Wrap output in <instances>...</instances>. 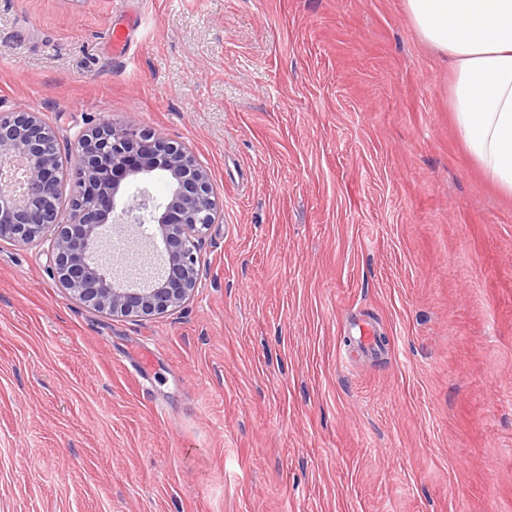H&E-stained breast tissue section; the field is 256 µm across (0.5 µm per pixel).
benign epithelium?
I'll return each mask as SVG.
<instances>
[{"instance_id": "benign-epithelium-1", "label": "benign epithelium", "mask_w": 512, "mask_h": 512, "mask_svg": "<svg viewBox=\"0 0 512 512\" xmlns=\"http://www.w3.org/2000/svg\"><path fill=\"white\" fill-rule=\"evenodd\" d=\"M72 155L78 181L63 221L55 131L37 112L0 114V160L15 158L23 167L18 194L0 172V240L48 244L59 285L98 313L150 317L182 307L199 288V244L219 211L207 170L185 145L166 135L114 122L81 132ZM156 171L170 181L163 202L126 196L130 183ZM145 223L148 239L160 245L164 269L135 285L93 255L105 234L128 246L132 225Z\"/></svg>"}]
</instances>
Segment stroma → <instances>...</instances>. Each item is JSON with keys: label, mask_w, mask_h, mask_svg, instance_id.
Returning <instances> with one entry per match:
<instances>
[{"label": "stroma", "mask_w": 512, "mask_h": 512, "mask_svg": "<svg viewBox=\"0 0 512 512\" xmlns=\"http://www.w3.org/2000/svg\"><path fill=\"white\" fill-rule=\"evenodd\" d=\"M404 0H0V113L189 147L184 307L0 241V512H512V197ZM378 335L354 349L356 323Z\"/></svg>", "instance_id": "stroma-1"}]
</instances>
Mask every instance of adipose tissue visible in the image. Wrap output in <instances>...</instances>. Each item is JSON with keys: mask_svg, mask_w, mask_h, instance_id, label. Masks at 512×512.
I'll return each instance as SVG.
<instances>
[{"mask_svg": "<svg viewBox=\"0 0 512 512\" xmlns=\"http://www.w3.org/2000/svg\"><path fill=\"white\" fill-rule=\"evenodd\" d=\"M452 66L449 107L485 178L512 196V0H405Z\"/></svg>", "mask_w": 512, "mask_h": 512, "instance_id": "ef3b65f1", "label": "adipose tissue"}]
</instances>
